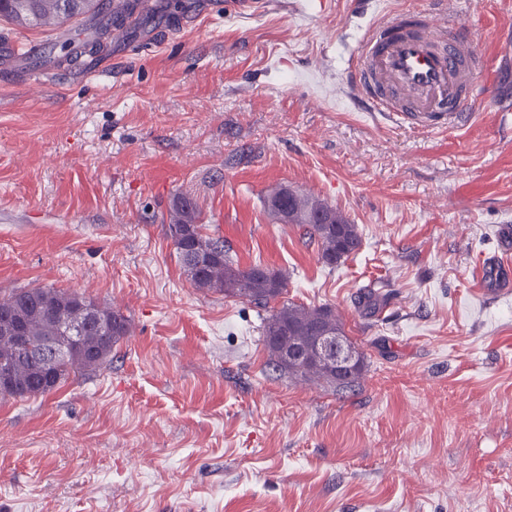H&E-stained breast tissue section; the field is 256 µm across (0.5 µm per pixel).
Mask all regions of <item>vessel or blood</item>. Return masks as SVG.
I'll use <instances>...</instances> for the list:
<instances>
[{"label":"vessel or blood","mask_w":512,"mask_h":512,"mask_svg":"<svg viewBox=\"0 0 512 512\" xmlns=\"http://www.w3.org/2000/svg\"><path fill=\"white\" fill-rule=\"evenodd\" d=\"M448 10L447 0H435L432 10L419 12V26L407 25V13L397 12L368 30L347 76L372 111L415 122L431 117L452 128L467 122L486 62ZM432 13L439 22H429Z\"/></svg>","instance_id":"1"}]
</instances>
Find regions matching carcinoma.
<instances>
[{
	"label": "carcinoma",
	"mask_w": 512,
	"mask_h": 512,
	"mask_svg": "<svg viewBox=\"0 0 512 512\" xmlns=\"http://www.w3.org/2000/svg\"><path fill=\"white\" fill-rule=\"evenodd\" d=\"M148 5L124 3L122 11L112 13V0H0V19L22 25L55 27L82 17L89 22L86 46H101V39L112 29V18L130 14L135 7ZM284 224H297L316 241L319 260L333 269L355 254L362 239L357 225L342 212L312 195L290 191L268 204ZM201 212L190 200L178 198L169 211L168 233L184 273L196 288L224 294L265 307L283 295L288 286L286 274L261 265L242 268L224 248V240L204 232ZM215 250L213 259L198 266L194 255ZM388 296L373 288H363L356 304L369 314L377 313ZM0 309L8 320H0V374L6 375L7 396L27 398L55 390L70 374L95 371L107 364L112 348L129 333V321L112 307L96 304L85 296L57 288H20L0 299ZM71 325L81 334L62 359L37 353L44 344L62 335ZM343 339L351 350L355 346L344 337L340 322L329 306L282 305L266 320L265 346L280 370L291 377L316 378L338 388L347 387L362 376L365 362L359 361L354 373L340 377L324 365L290 363L280 359L281 351L299 345L307 347L325 334Z\"/></svg>",
	"instance_id": "carcinoma-1"
}]
</instances>
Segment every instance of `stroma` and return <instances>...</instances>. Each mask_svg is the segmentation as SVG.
<instances>
[{"label": "stroma", "instance_id": "obj_1", "mask_svg": "<svg viewBox=\"0 0 512 512\" xmlns=\"http://www.w3.org/2000/svg\"><path fill=\"white\" fill-rule=\"evenodd\" d=\"M150 0L105 57L0 68V297L57 288L121 308L101 369L0 397V512H512V0H459L490 59L459 129L359 108L370 25L428 0ZM58 28L0 21L50 46ZM302 190L358 227L335 269L269 197ZM192 198L241 266L288 276L365 358L351 388L276 371L271 308L197 290L166 230ZM368 286L381 314L357 308Z\"/></svg>", "mask_w": 512, "mask_h": 512}]
</instances>
